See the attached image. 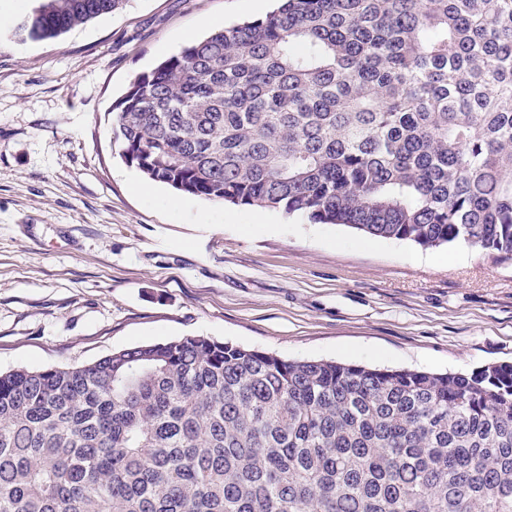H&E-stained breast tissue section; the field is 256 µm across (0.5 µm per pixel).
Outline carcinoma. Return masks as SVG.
I'll return each mask as SVG.
<instances>
[{
    "label": "carcinoma",
    "mask_w": 512,
    "mask_h": 512,
    "mask_svg": "<svg viewBox=\"0 0 512 512\" xmlns=\"http://www.w3.org/2000/svg\"><path fill=\"white\" fill-rule=\"evenodd\" d=\"M128 0H35L55 39ZM136 77L121 157L212 202L512 256V0H279ZM0 512H512V364L207 336L0 372Z\"/></svg>",
    "instance_id": "obj_1"
}]
</instances>
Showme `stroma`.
Wrapping results in <instances>:
<instances>
[{"label": "stroma", "instance_id": "stroma-1", "mask_svg": "<svg viewBox=\"0 0 512 512\" xmlns=\"http://www.w3.org/2000/svg\"><path fill=\"white\" fill-rule=\"evenodd\" d=\"M274 0H128L49 41L0 26V371L185 336L377 368L512 363V260L424 249L147 183L112 110Z\"/></svg>", "mask_w": 512, "mask_h": 512}]
</instances>
